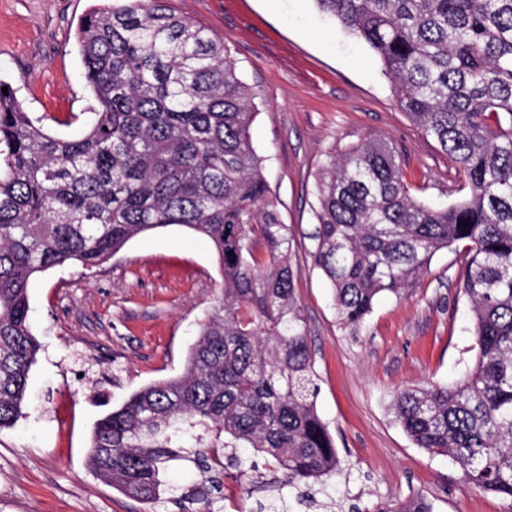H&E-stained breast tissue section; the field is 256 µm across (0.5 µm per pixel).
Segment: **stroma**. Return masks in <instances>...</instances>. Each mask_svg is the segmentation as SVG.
I'll return each mask as SVG.
<instances>
[{"instance_id":"35a3bbf8","label":"stroma","mask_w":512,"mask_h":512,"mask_svg":"<svg viewBox=\"0 0 512 512\" xmlns=\"http://www.w3.org/2000/svg\"><path fill=\"white\" fill-rule=\"evenodd\" d=\"M92 5L0 0V81L32 116L93 105L76 40ZM172 5L223 38L258 108L251 139L301 270L297 296L320 378L317 408L341 460L340 473L314 490L317 502L372 510L421 495L434 512H512V501L467 485L448 457L417 448L390 409L397 390L455 383L473 360L463 246L437 252L413 288L381 299L355 333L339 325L330 285L309 256L316 177L331 156L367 138L388 139L405 154L412 195L442 207L461 196L447 155L398 107L379 58L314 0ZM223 285L210 243L177 225L136 237L99 268L53 269L31 280V331L41 349L24 415L0 431V512H182L180 491L205 483L195 467H171L174 491L154 508L101 481L86 452L97 420L132 392L183 372ZM281 480L252 449H225L224 512L277 500Z\"/></svg>"}]
</instances>
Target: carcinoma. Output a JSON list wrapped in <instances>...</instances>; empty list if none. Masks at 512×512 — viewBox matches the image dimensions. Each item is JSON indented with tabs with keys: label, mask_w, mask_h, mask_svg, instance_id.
<instances>
[{
	"label": "carcinoma",
	"mask_w": 512,
	"mask_h": 512,
	"mask_svg": "<svg viewBox=\"0 0 512 512\" xmlns=\"http://www.w3.org/2000/svg\"><path fill=\"white\" fill-rule=\"evenodd\" d=\"M315 2L380 59L398 106L467 193L434 207L411 195L393 142L352 145L318 173L312 265L330 282L339 325L356 332L380 297L401 295L436 252L466 243L474 363L455 384L401 389L391 408L417 447L512 501V0ZM77 41L96 106L54 122H82V137L51 132L0 82V430L22 416L41 348L32 276L91 270L137 235L181 225L213 245L224 289L182 375L96 422L90 468L150 505L168 492L173 463L219 475L226 448L270 457L290 486L324 485L340 460L317 412L300 271L250 140V88L224 41L171 0H107L81 19ZM352 512L433 506L416 495Z\"/></svg>",
	"instance_id": "1"
}]
</instances>
